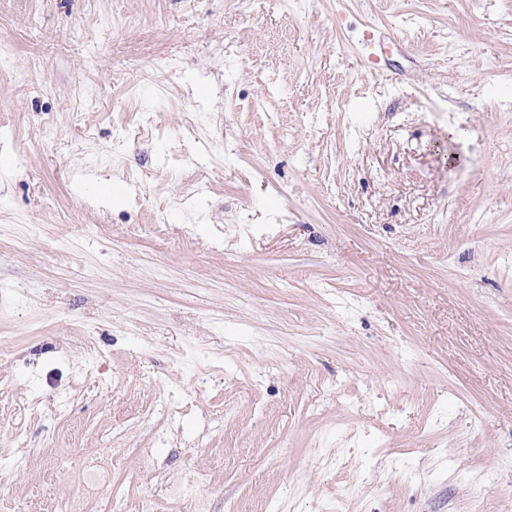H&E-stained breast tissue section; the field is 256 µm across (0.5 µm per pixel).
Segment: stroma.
I'll use <instances>...</instances> for the list:
<instances>
[{"label": "stroma", "mask_w": 512, "mask_h": 512, "mask_svg": "<svg viewBox=\"0 0 512 512\" xmlns=\"http://www.w3.org/2000/svg\"><path fill=\"white\" fill-rule=\"evenodd\" d=\"M73 500L512 512V0H0V512Z\"/></svg>", "instance_id": "obj_1"}]
</instances>
